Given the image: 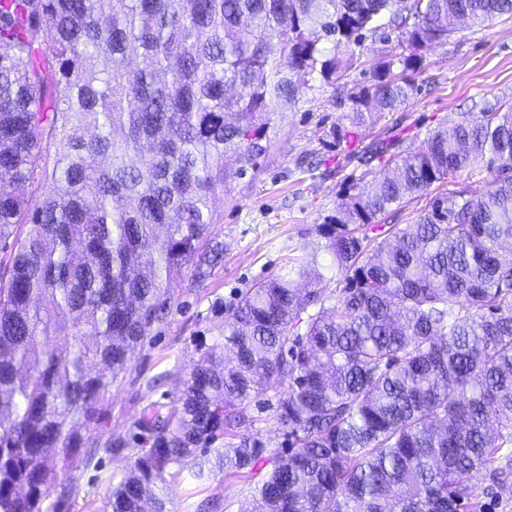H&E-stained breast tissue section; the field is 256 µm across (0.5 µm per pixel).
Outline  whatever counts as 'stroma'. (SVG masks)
I'll use <instances>...</instances> for the list:
<instances>
[{"label":"stroma","instance_id":"obj_1","mask_svg":"<svg viewBox=\"0 0 512 512\" xmlns=\"http://www.w3.org/2000/svg\"><path fill=\"white\" fill-rule=\"evenodd\" d=\"M416 92L399 111L383 114L374 124L354 126L353 112L337 107L349 84L316 78L296 103L267 118L268 150L256 170L227 184L213 204L211 230L224 246L222 263L205 278L186 271L174 287L172 310L154 338L137 348L122 381L107 396L109 418L100 435L128 434L143 408L164 400L175 407L181 382L196 359L194 340L216 335L221 323L211 311L215 301L232 304L255 283L286 273L289 256L316 255L327 287L341 280L332 256L323 248L318 224L334 211L345 184L359 181L363 169L352 159L373 139L390 137L412 151L428 130L453 126L463 114L478 118L472 105L482 99L512 95V17L474 25L460 22L447 42L426 53V67L416 78ZM355 129L352 142L335 146V123ZM338 158L337 175L313 178L309 162ZM274 390L252 399L250 428L273 446L285 436L274 418ZM99 469L73 472L47 489L48 502L67 497V512H103L112 487L126 472L128 454H102ZM262 473L233 477L212 472L196 479L184 471L166 494L168 512H240L252 499ZM76 495H68L69 485Z\"/></svg>","mask_w":512,"mask_h":512}]
</instances>
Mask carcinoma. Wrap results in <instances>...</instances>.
<instances>
[{
  "mask_svg": "<svg viewBox=\"0 0 512 512\" xmlns=\"http://www.w3.org/2000/svg\"><path fill=\"white\" fill-rule=\"evenodd\" d=\"M503 15L512 0H0V512H59L46 487L100 468L98 448L133 452L104 512H167V486L212 450L226 474L270 465L240 512H487L466 476L512 461V98L406 156L376 139L358 156L370 180L318 228L343 288L289 257L214 305L222 327L196 343L177 409L150 404L128 437L81 429L108 417L185 270L222 261L211 203L257 168L262 116L316 74L348 79L382 33L400 52L348 95L372 122L457 21ZM477 168L484 192L439 193L379 234L393 205ZM273 385L285 448L249 430Z\"/></svg>",
  "mask_w": 512,
  "mask_h": 512,
  "instance_id": "1",
  "label": "carcinoma"
}]
</instances>
